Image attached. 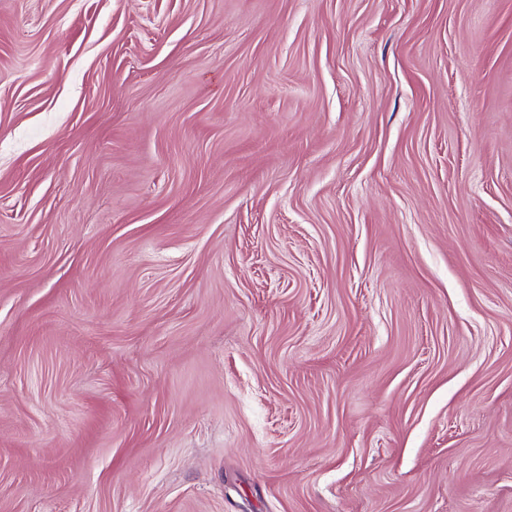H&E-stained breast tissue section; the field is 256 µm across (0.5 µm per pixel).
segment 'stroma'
I'll use <instances>...</instances> for the list:
<instances>
[{
  "instance_id": "stroma-1",
  "label": "stroma",
  "mask_w": 512,
  "mask_h": 512,
  "mask_svg": "<svg viewBox=\"0 0 512 512\" xmlns=\"http://www.w3.org/2000/svg\"><path fill=\"white\" fill-rule=\"evenodd\" d=\"M0 512H512V0H0Z\"/></svg>"
}]
</instances>
